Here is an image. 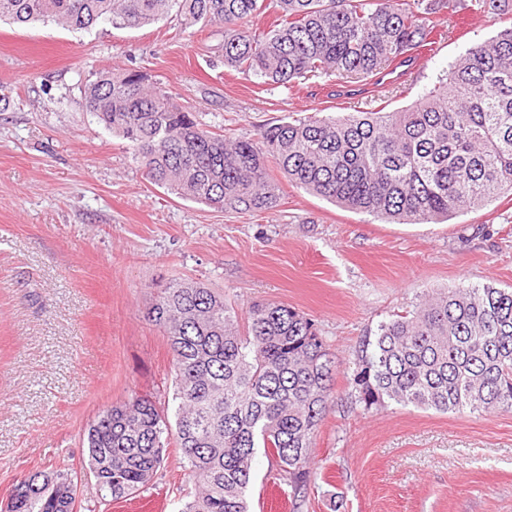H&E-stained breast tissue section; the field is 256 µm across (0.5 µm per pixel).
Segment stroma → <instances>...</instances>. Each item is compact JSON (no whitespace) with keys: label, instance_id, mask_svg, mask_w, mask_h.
<instances>
[{"label":"stroma","instance_id":"obj_1","mask_svg":"<svg viewBox=\"0 0 512 512\" xmlns=\"http://www.w3.org/2000/svg\"><path fill=\"white\" fill-rule=\"evenodd\" d=\"M509 27L510 14L458 12L411 75L339 97L333 76L286 89L225 67L218 25L0 19V502L22 476L57 467L78 479L77 512H180L192 498L172 444L149 489L102 500L83 442L104 408L172 393L167 337L144 315L160 285L189 278L242 314L257 301L295 308L335 357L308 489L288 499L274 460L257 452L253 512H512V413L365 412L349 384L361 337L424 292L512 287L511 193L420 229L282 176L276 207L217 212L150 183L81 95L99 70H140L195 107L205 129L254 139L292 115L404 107Z\"/></svg>","mask_w":512,"mask_h":512}]
</instances>
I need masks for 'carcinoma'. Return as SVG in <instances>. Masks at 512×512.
<instances>
[{
  "mask_svg": "<svg viewBox=\"0 0 512 512\" xmlns=\"http://www.w3.org/2000/svg\"><path fill=\"white\" fill-rule=\"evenodd\" d=\"M511 14L512 0H472ZM466 0H0V18L71 29H137L172 15L224 27V66L287 87L336 75L345 83L413 65L441 16ZM275 15L266 32L251 18ZM87 111L126 140L146 178L217 211L267 210L278 169L306 191L404 224H437L512 191V27L467 50L446 81L392 112L294 118L258 140L202 128L197 112L136 70H103L83 88ZM145 319L173 356L172 406L135 396L102 410L87 433L98 495L145 489L169 436L198 486L179 512H251L257 449L298 495L320 422L331 408L333 354L312 319L256 303L245 323L203 282L163 286ZM351 387L363 410L395 403L439 412H512V288H449L361 339ZM67 470L19 480L4 512H68Z\"/></svg>",
  "mask_w": 512,
  "mask_h": 512,
  "instance_id": "carcinoma-1",
  "label": "carcinoma"
}]
</instances>
